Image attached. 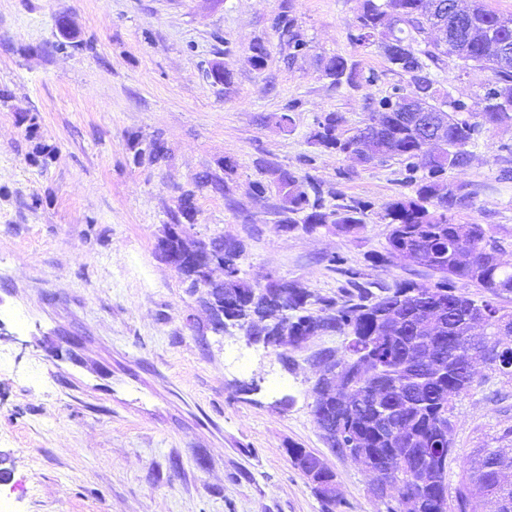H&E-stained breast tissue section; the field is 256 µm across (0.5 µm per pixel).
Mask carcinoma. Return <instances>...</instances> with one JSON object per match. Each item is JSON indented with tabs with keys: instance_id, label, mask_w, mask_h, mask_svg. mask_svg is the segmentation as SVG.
<instances>
[{
	"instance_id": "1",
	"label": "carcinoma",
	"mask_w": 512,
	"mask_h": 512,
	"mask_svg": "<svg viewBox=\"0 0 512 512\" xmlns=\"http://www.w3.org/2000/svg\"><path fill=\"white\" fill-rule=\"evenodd\" d=\"M503 14L488 8L482 0L456 15L433 11V0H363L361 12L349 32L350 41L360 47H375L382 51L391 70L414 87L418 107L426 114L439 117L445 129V147L434 155H423L421 134L411 127L403 110V88L369 103V112L362 127L348 135L343 130L344 119L337 112H328L317 119L310 139L318 148L349 157L361 165L375 161L395 160L403 167L404 182L410 193H402L376 213L379 223L390 227L383 251L369 256L379 266L403 259L423 266L432 273L428 284L398 282L394 287L374 293L360 282V269L334 256L328 259L333 270L347 278L349 287L336 297L319 296L294 283L278 284L276 299H269L241 277L238 270L237 242H224V279L208 289L202 305L215 326H224L222 315L239 318L248 335L263 338L278 345L280 337L336 335L343 337L340 348H324L316 359L326 363L333 355L348 362L363 351L369 352L378 369L375 379L391 387V401L375 405V384L362 376L346 377L349 391L356 399L353 406L330 400L320 404L316 424L329 423L336 427V440L330 442L336 452L343 447L376 457L382 464L391 459L403 461L402 471L391 487L395 496L414 498L417 512H479L485 497L512 500V481L500 472L477 469L461 480L454 494L444 496V466L432 462L430 479L425 490L417 483L416 471L425 465L416 455L417 448H448L449 413L453 400L469 392L475 377L464 371V363L477 347L494 356L496 369L512 377V331L501 334L494 323L509 320L506 313L489 300H476L456 288L462 281L482 288L492 297L512 293V265L502 267L491 263L490 252L505 250L509 243L495 236L482 224L454 222V214L474 204V192L464 181H446L448 170L463 171L470 165V147L483 133L497 124H512V62L501 59L503 44L512 45V27H504ZM413 34L404 35L403 26ZM440 26L447 33L441 43L427 37L429 30ZM273 28L288 38L295 54L308 49L297 29V22L287 11H279ZM466 46L462 54L454 52L457 45ZM268 51L264 43L251 47L249 62L256 70L265 67ZM456 60L467 70L487 71V81L481 93L465 101L456 99L441 86L437 72L447 60ZM324 76L336 88L358 87L364 77L355 65L341 55L321 60ZM371 141V153L361 155L360 144ZM134 150L133 162L157 163L169 158L168 151L158 142L148 148L139 147L138 136L130 137ZM275 177L281 197L279 227L300 228L311 232L317 226L333 225L346 235L357 233L373 204L352 200L329 209L324 203V189L313 177H299L295 172L268 167ZM194 189L184 191L190 205L182 211L183 218L193 219L191 204L195 191L210 187L224 188L221 178L205 173L195 177ZM460 250L472 253L471 264L460 266L455 254ZM224 302V309L214 304ZM282 305L288 314L277 322L271 319L272 308ZM438 308L439 331L425 336L421 317ZM487 311L485 327L469 336L463 334L461 322L470 309ZM430 354L445 364V373L436 375L423 369L420 358Z\"/></svg>"
}]
</instances>
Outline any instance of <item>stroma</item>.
<instances>
[{"label": "stroma", "mask_w": 512, "mask_h": 512, "mask_svg": "<svg viewBox=\"0 0 512 512\" xmlns=\"http://www.w3.org/2000/svg\"><path fill=\"white\" fill-rule=\"evenodd\" d=\"M289 4L308 51L271 26ZM361 0H0V481L9 512H323L291 461L296 446L336 474L343 512H384L373 479L337 454L311 413L317 336L287 358L237 329L217 334L156 252L203 172L225 189L194 199L191 235L242 241V276L339 295L336 255L365 282L430 283L426 268L373 265L388 225L353 236L280 231L268 167L311 175L332 194L382 208L406 192L390 160L361 167L310 140L318 117L346 132L403 79L382 51L351 43ZM268 58L254 70L250 48ZM341 55L373 83L335 88L320 60ZM233 73L215 82L214 65ZM295 110H288V103ZM291 111L293 124L277 118ZM170 157L135 165L129 134ZM512 125L490 130L464 172L478 189L461 224L512 240V179L500 177ZM233 170H226V163ZM268 182L264 197L252 191ZM456 486L481 448H512V379L479 368L451 413Z\"/></svg>", "instance_id": "1"}]
</instances>
